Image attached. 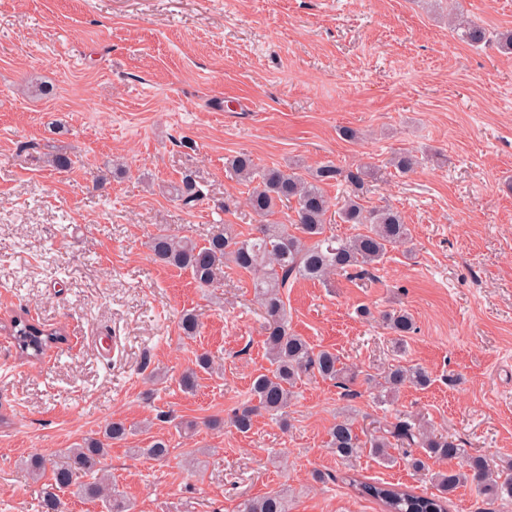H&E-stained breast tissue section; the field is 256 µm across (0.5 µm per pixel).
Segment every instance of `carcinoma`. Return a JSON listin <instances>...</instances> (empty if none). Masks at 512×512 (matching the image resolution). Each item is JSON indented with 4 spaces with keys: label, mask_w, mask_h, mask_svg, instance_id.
Wrapping results in <instances>:
<instances>
[{
    "label": "carcinoma",
    "mask_w": 512,
    "mask_h": 512,
    "mask_svg": "<svg viewBox=\"0 0 512 512\" xmlns=\"http://www.w3.org/2000/svg\"><path fill=\"white\" fill-rule=\"evenodd\" d=\"M489 36L490 31L478 22L461 27V37L472 46L488 42ZM417 163V157L409 151L399 152L392 159V166L400 173L413 170ZM230 168L237 180L251 185L247 204L256 216L267 217L280 202L295 203V231H289L286 224H262L257 235L241 238L232 225L222 224L202 245L187 237L155 234L149 242V251L157 261L190 271L194 280L206 287L218 283L226 263L254 275V291L265 319L263 344L271 369L253 380L252 392L257 404L238 408L230 417L231 425L246 433L260 412L286 413L293 388L303 376L317 375L344 387L357 378L355 371L344 366L335 352L329 349L315 352L291 331L282 290L298 279L317 280L328 286L335 275L357 267H374L390 249L405 244L410 232L400 212L390 207L367 210L359 203V191L377 175L369 165L344 171L325 164L305 176L293 166L286 170L258 169L249 156L242 154L231 161ZM338 182L350 188L337 211L340 221L363 224L365 232L345 237L325 236L332 202L323 186ZM170 192L186 206L202 198L201 190L189 176L171 186ZM382 320L398 336H405L413 329L412 318L403 310L385 312ZM9 336L19 356L27 360L40 358L63 340L61 332L22 318L11 321ZM429 384L430 377L424 369L393 365L380 384L381 402H393L403 386ZM130 431L125 421L117 419L106 426L102 436L89 437L67 449L61 461L43 453L31 455L26 467L35 481L43 482L42 512H62L64 503L59 493L65 491L84 500H104L110 512H132L131 504L112 490L104 466L112 442L126 439ZM396 444L423 449L421 456L409 455V465L416 472L426 469L428 459L450 462L461 457L463 462L455 469L450 467L435 473L437 493L430 495L391 484L364 482L353 474L343 477L358 494L378 502L382 512H449V495L467 480L476 483L485 496L512 502V465L495 471L484 456L463 455L458 443L428 429L416 417L400 416L365 442L360 440L348 415L338 417L329 431V448L345 461L357 458L362 449L368 448L381 461L388 462L389 448ZM132 452L136 457L161 460L169 454V447L164 441L156 440L149 447L134 448ZM239 512H288V500L281 492L269 493L244 501Z\"/></svg>",
    "instance_id": "carcinoma-1"
}]
</instances>
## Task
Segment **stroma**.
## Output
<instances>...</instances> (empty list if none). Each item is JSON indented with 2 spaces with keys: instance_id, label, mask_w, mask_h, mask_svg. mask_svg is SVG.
<instances>
[{
  "instance_id": "1",
  "label": "stroma",
  "mask_w": 512,
  "mask_h": 512,
  "mask_svg": "<svg viewBox=\"0 0 512 512\" xmlns=\"http://www.w3.org/2000/svg\"><path fill=\"white\" fill-rule=\"evenodd\" d=\"M453 14L512 29V0H0V512H41L28 455L115 419L135 430L105 464L134 512H238L278 491L289 512H380L343 482L350 469L434 491L441 463L414 471L404 449L389 464L337 458L328 432L344 411L364 440L400 411L512 462V55L463 42ZM403 150L418 158L406 174L388 164ZM56 153L70 170L46 166ZM241 153L260 168L375 166L363 205H391L411 232L373 278L284 293L292 331L336 350L357 397L306 376L285 421L265 413L246 433L208 422L250 403L270 366L251 274L228 265L203 288L147 247L161 230L201 244L216 224L253 233L248 188L226 168ZM187 175L205 194L191 209L168 192ZM392 309L414 332L383 325ZM17 317L63 342L20 358ZM204 351L220 369L184 392ZM398 363L432 383L380 404L365 377ZM159 438L167 458L131 456ZM381 317L387 327L397 336H406L413 329L412 318L402 309L384 312Z\"/></svg>"
}]
</instances>
